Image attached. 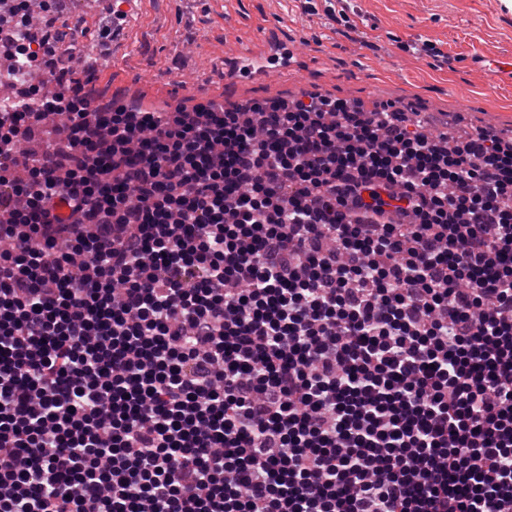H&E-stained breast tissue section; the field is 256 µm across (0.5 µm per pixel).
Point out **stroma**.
I'll use <instances>...</instances> for the list:
<instances>
[{
  "label": "stroma",
  "instance_id": "stroma-1",
  "mask_svg": "<svg viewBox=\"0 0 512 512\" xmlns=\"http://www.w3.org/2000/svg\"><path fill=\"white\" fill-rule=\"evenodd\" d=\"M326 7L325 0H138L90 86L103 96L126 90L148 111L177 100L192 112L198 102L186 88L221 97L225 57L258 49L275 33L291 41L304 70L241 87L237 105L316 91L368 109L389 100L416 105L435 135L451 124L512 134V74L484 73L512 62V0H347L345 36ZM57 25L81 30L79 54L87 58L102 15L80 8ZM425 41L447 55V65L416 52Z\"/></svg>",
  "mask_w": 512,
  "mask_h": 512
}]
</instances>
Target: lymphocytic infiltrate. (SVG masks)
Segmentation results:
<instances>
[{"mask_svg":"<svg viewBox=\"0 0 512 512\" xmlns=\"http://www.w3.org/2000/svg\"><path fill=\"white\" fill-rule=\"evenodd\" d=\"M12 2L0 84L58 91L0 100V512H512V139L94 108Z\"/></svg>","mask_w":512,"mask_h":512,"instance_id":"lymphocytic-infiltrate-1","label":"lymphocytic infiltrate"}]
</instances>
